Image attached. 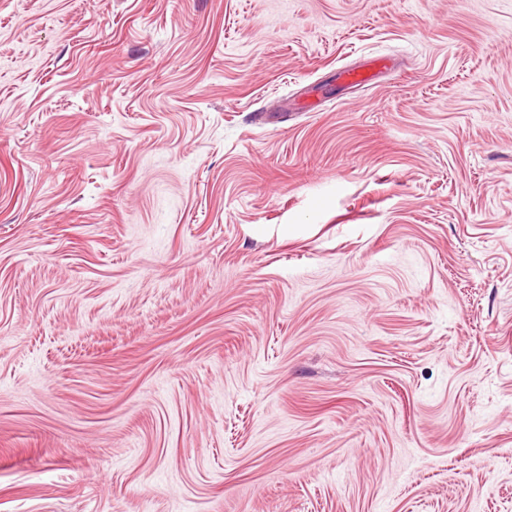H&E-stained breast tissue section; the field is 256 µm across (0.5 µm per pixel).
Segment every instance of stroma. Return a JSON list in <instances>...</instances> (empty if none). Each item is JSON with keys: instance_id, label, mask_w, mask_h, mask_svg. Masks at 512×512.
<instances>
[{"instance_id": "obj_1", "label": "stroma", "mask_w": 512, "mask_h": 512, "mask_svg": "<svg viewBox=\"0 0 512 512\" xmlns=\"http://www.w3.org/2000/svg\"><path fill=\"white\" fill-rule=\"evenodd\" d=\"M0 512H512V0H0ZM384 62V58H373L362 67L340 72L339 77L348 85H367L375 79Z\"/></svg>"}]
</instances>
